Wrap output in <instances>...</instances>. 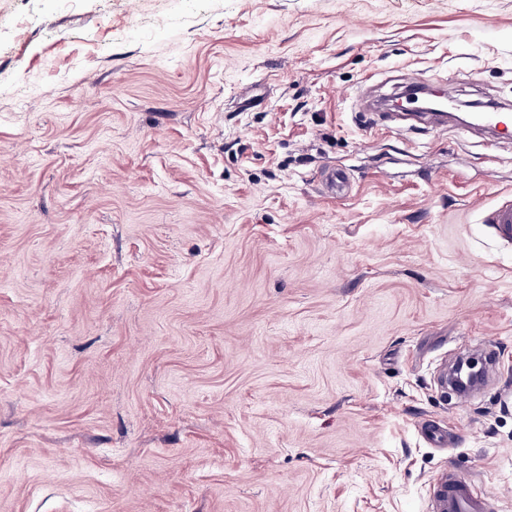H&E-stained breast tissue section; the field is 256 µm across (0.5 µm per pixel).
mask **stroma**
<instances>
[{"instance_id": "stroma-1", "label": "stroma", "mask_w": 512, "mask_h": 512, "mask_svg": "<svg viewBox=\"0 0 512 512\" xmlns=\"http://www.w3.org/2000/svg\"><path fill=\"white\" fill-rule=\"evenodd\" d=\"M408 73L512 104V0H0V512H512V145ZM486 223L493 224L498 236L512 242V202H504L491 209L486 216ZM417 427L421 436L431 447L446 448L448 446V430L437 421L423 418ZM429 512H494L488 496L478 494L470 479L445 469L433 480Z\"/></svg>"}]
</instances>
